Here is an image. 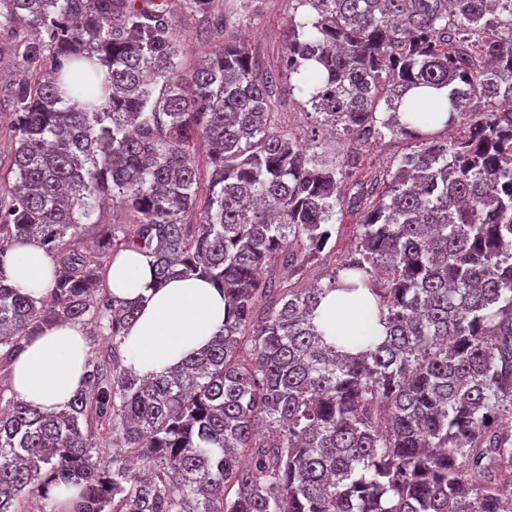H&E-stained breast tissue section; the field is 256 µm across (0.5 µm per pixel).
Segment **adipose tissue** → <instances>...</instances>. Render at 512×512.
<instances>
[{
	"mask_svg": "<svg viewBox=\"0 0 512 512\" xmlns=\"http://www.w3.org/2000/svg\"><path fill=\"white\" fill-rule=\"evenodd\" d=\"M0 274L33 297L54 286V259L36 241L15 245ZM116 299L139 302L137 318L125 330L124 366L149 378L176 370L193 353L207 347L224 326V293L202 278H174L155 285L151 258L123 250L105 272ZM314 322L326 345L353 353L382 341L387 328L368 288L329 292ZM89 355L80 325L56 323L30 340L15 361L10 383L19 399L47 413L62 412L83 387Z\"/></svg>",
	"mask_w": 512,
	"mask_h": 512,
	"instance_id": "adipose-tissue-1",
	"label": "adipose tissue"
}]
</instances>
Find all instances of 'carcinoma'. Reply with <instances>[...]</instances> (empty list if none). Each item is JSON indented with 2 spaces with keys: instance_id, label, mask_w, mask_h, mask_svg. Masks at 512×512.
<instances>
[{
  "instance_id": "1",
  "label": "carcinoma",
  "mask_w": 512,
  "mask_h": 512,
  "mask_svg": "<svg viewBox=\"0 0 512 512\" xmlns=\"http://www.w3.org/2000/svg\"><path fill=\"white\" fill-rule=\"evenodd\" d=\"M183 2L224 34L213 0ZM298 2L316 18L293 22L284 70L311 75L323 122L416 141L375 197L349 199L364 211L357 246L312 288L285 280L328 245L359 158L316 160L272 126L275 76L224 43L186 82L169 0H0L19 69L0 267L31 238L55 258L43 299L0 273V372L54 323L110 342L59 414L0 385V512L50 483L79 493L47 512H512V109L449 142L396 115L421 88H448L429 108L448 127L489 92L512 103V0ZM106 202L132 227L119 241L102 228L93 253L82 228ZM115 247L151 257L157 285L224 289L223 330L174 376L123 366L137 306L102 288ZM274 263L278 283L261 278ZM361 285L387 336L338 352L316 310Z\"/></svg>"
}]
</instances>
